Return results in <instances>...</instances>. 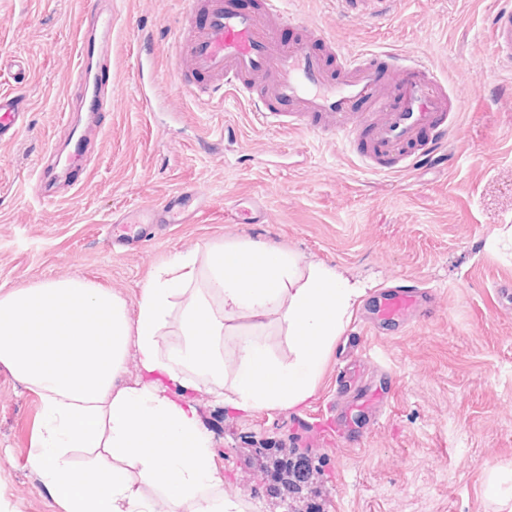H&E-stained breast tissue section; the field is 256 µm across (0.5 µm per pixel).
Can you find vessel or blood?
<instances>
[{"instance_id": "b4317fda", "label": "vessel or blood", "mask_w": 512, "mask_h": 512, "mask_svg": "<svg viewBox=\"0 0 512 512\" xmlns=\"http://www.w3.org/2000/svg\"><path fill=\"white\" fill-rule=\"evenodd\" d=\"M86 16L96 38L83 41L72 82L83 93L91 124L111 111L120 89L103 72L112 66V13L103 0H87ZM283 0H265L260 11L244 10L235 0H188L181 33L173 44L174 70L194 98L228 91L248 98L259 121L284 131H310L353 151L360 169L401 173L419 166L456 165L449 139L457 128L461 99L439 70L417 56L396 50L346 52L324 30L305 28L296 39L283 40L280 30L295 25ZM490 37L503 68L512 69V6L498 8ZM336 68L328 70L327 57ZM149 73L140 89L141 103L153 109L165 86L164 76ZM28 105L14 89L0 91V141L13 140L27 126ZM142 224H184L181 196L163 205L146 204L135 213ZM428 291L415 285L388 289L375 311L379 322L401 321L426 312ZM353 357L336 365V402L330 427L346 434L350 447L363 437L350 426L355 407L377 418L382 394L365 383L360 344Z\"/></svg>"}]
</instances>
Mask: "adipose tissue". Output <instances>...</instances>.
Instances as JSON below:
<instances>
[{
    "instance_id": "obj_1",
    "label": "adipose tissue",
    "mask_w": 512,
    "mask_h": 512,
    "mask_svg": "<svg viewBox=\"0 0 512 512\" xmlns=\"http://www.w3.org/2000/svg\"><path fill=\"white\" fill-rule=\"evenodd\" d=\"M367 290L247 237L174 255L132 306L80 278L0 286V365L41 398L32 465L65 512H156L161 500L168 512H241L219 492L212 435L188 391L206 382L246 413L302 405ZM271 326L286 356L270 351ZM74 448L94 449L91 464L73 465Z\"/></svg>"
}]
</instances>
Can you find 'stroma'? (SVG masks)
<instances>
[{"label": "stroma", "mask_w": 512, "mask_h": 512, "mask_svg": "<svg viewBox=\"0 0 512 512\" xmlns=\"http://www.w3.org/2000/svg\"><path fill=\"white\" fill-rule=\"evenodd\" d=\"M500 0H394L382 19L344 13L337 0H285L303 26H319L343 49L414 53L452 82L464 107L452 141L460 163L396 175L360 171L342 145L261 124L232 95L201 101L185 93L171 66L183 0H112V81L123 92L103 114L105 133L87 182L45 198L31 176L47 148L63 149L65 123L80 124L71 82L80 60L83 0H0V60L27 67L21 93L28 128L0 144V285L80 277L135 303L152 269L172 255L238 236L322 260L371 282L362 304L406 280L434 292L428 317L362 332L371 360L394 387L364 444L348 447L300 419L330 396L336 357L299 408L235 413L215 403L205 382L193 396L213 438L224 492L245 512H283L256 461L260 448H305L319 469L312 493L325 512H494L485 494L491 468H512V308L498 291L512 264L488 246L512 224V72L492 53L488 24ZM168 76L157 111L142 107L138 38ZM222 134L218 150L203 141ZM201 195L196 220L165 231L116 225L129 243L112 251L113 216L160 201L182 186ZM263 206L260 223L242 211ZM41 401L0 366V512H64L31 465Z\"/></svg>", "instance_id": "1"}]
</instances>
